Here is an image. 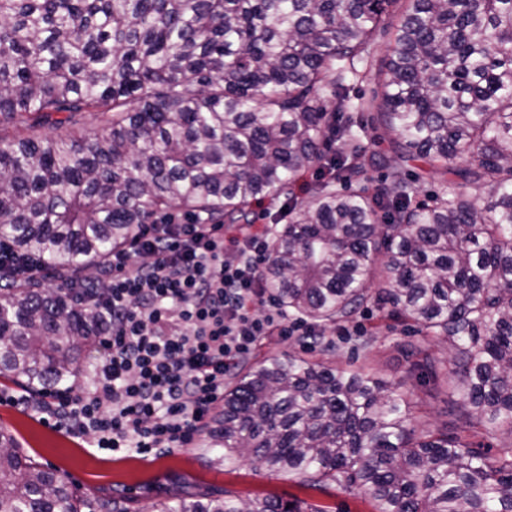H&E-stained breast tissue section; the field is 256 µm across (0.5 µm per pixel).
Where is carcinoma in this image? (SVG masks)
Returning a JSON list of instances; mask_svg holds the SVG:
<instances>
[{
    "label": "carcinoma",
    "instance_id": "obj_1",
    "mask_svg": "<svg viewBox=\"0 0 512 512\" xmlns=\"http://www.w3.org/2000/svg\"><path fill=\"white\" fill-rule=\"evenodd\" d=\"M396 5L382 92L352 97ZM87 113L103 125L93 140ZM0 124L14 129L0 136V243L57 279L95 285L88 273L160 217L254 224L255 205L279 203L290 222L263 277L318 328L313 343L364 309L448 342L444 367L407 357L463 397L453 432L417 435L399 388L288 353L225 386L200 439L214 461L358 488L374 512H512V0H0ZM378 127L391 148L369 153ZM372 170L373 191L353 187ZM425 174L441 176L430 204L416 201ZM98 322L39 280L0 288V377L74 381ZM482 431L508 436L494 460L471 441ZM0 512H81L2 430ZM151 512L303 510L180 491Z\"/></svg>",
    "mask_w": 512,
    "mask_h": 512
}]
</instances>
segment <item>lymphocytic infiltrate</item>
I'll return each mask as SVG.
<instances>
[{"instance_id":"1","label":"lymphocytic infiltrate","mask_w":512,"mask_h":512,"mask_svg":"<svg viewBox=\"0 0 512 512\" xmlns=\"http://www.w3.org/2000/svg\"><path fill=\"white\" fill-rule=\"evenodd\" d=\"M270 240L258 225L234 229L175 216L146 224L113 252L102 289L55 291L93 307L97 356L81 380L38 395L0 396L29 407L89 447L167 454L206 425L239 361L272 333L314 335L266 288Z\"/></svg>"}]
</instances>
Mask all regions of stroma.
<instances>
[{
    "mask_svg": "<svg viewBox=\"0 0 512 512\" xmlns=\"http://www.w3.org/2000/svg\"><path fill=\"white\" fill-rule=\"evenodd\" d=\"M349 324L371 337L368 351L352 352L341 330L333 328L327 336L334 351L298 343L293 337L271 336L257 345L252 358L257 361L289 351L313 361H331L349 371L375 375L407 393L411 428L420 431L448 422V411L458 403V395L446 380L428 382L410 372L405 357L406 348L413 346L431 358L447 360L446 342L421 336L413 322L401 318L383 320L367 311L358 312ZM0 430L11 433L35 463L64 475L82 499L83 512H100L108 502L116 512H150L152 505L168 494L200 488L228 490L243 499L270 495L300 501L313 512H373L368 495L361 490L336 486L313 490L299 476H267L261 465L252 460L227 471L210 463L203 449L193 444L162 456H112L54 430L31 411L6 405H0Z\"/></svg>",
    "mask_w": 512,
    "mask_h": 512,
    "instance_id": "stroma-1",
    "label": "stroma"
}]
</instances>
